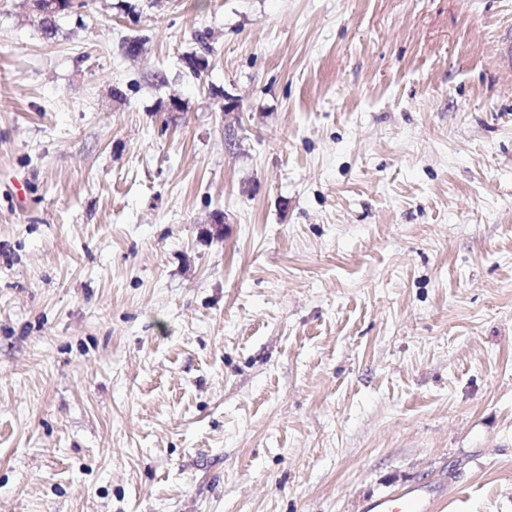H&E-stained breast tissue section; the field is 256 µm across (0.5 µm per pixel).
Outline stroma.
<instances>
[{"label":"stroma","instance_id":"stroma-1","mask_svg":"<svg viewBox=\"0 0 512 512\" xmlns=\"http://www.w3.org/2000/svg\"><path fill=\"white\" fill-rule=\"evenodd\" d=\"M118 2L0 0V512H512V0ZM207 38L208 36L206 34H198L196 39L198 41V44L200 45L199 52H192L182 57L184 68L188 69L189 73L195 77L200 76L203 72L206 71L208 66H210L208 58V55L210 53V47L208 45V42L206 41ZM185 62H187L188 65H186ZM192 64H194L197 68H200V66H202L203 69H194V67L192 68ZM443 491L410 486L387 497L366 500L364 512H435Z\"/></svg>","mask_w":512,"mask_h":512}]
</instances>
